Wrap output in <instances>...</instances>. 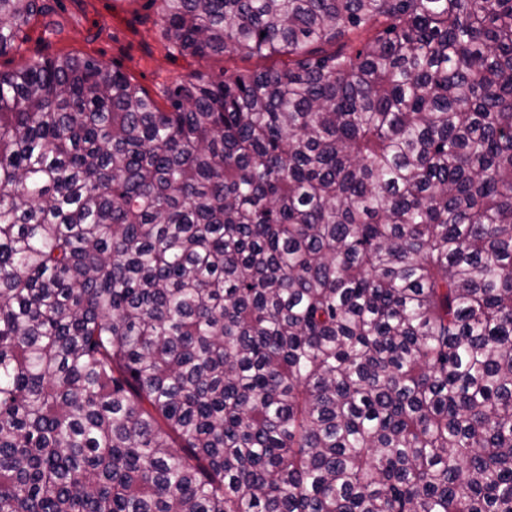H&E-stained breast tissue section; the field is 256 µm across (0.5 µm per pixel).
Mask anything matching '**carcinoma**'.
Listing matches in <instances>:
<instances>
[{
	"label": "carcinoma",
	"mask_w": 512,
	"mask_h": 512,
	"mask_svg": "<svg viewBox=\"0 0 512 512\" xmlns=\"http://www.w3.org/2000/svg\"><path fill=\"white\" fill-rule=\"evenodd\" d=\"M160 24L0 71V512H512V0Z\"/></svg>",
	"instance_id": "obj_1"
}]
</instances>
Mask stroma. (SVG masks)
<instances>
[{
    "mask_svg": "<svg viewBox=\"0 0 512 512\" xmlns=\"http://www.w3.org/2000/svg\"><path fill=\"white\" fill-rule=\"evenodd\" d=\"M157 0H62L54 18L63 26L61 36L50 39L42 25L29 27L16 50L0 58V70H11L37 54H89L121 70L161 99L164 88L200 70L214 75L233 68L224 56L204 60L184 58L170 51L156 25Z\"/></svg>",
    "mask_w": 512,
    "mask_h": 512,
    "instance_id": "stroma-1",
    "label": "stroma"
}]
</instances>
